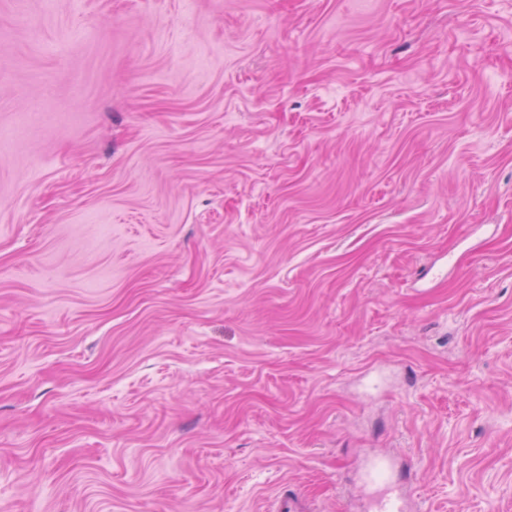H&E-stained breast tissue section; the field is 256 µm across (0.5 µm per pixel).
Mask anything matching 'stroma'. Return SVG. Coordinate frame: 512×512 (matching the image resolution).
I'll return each mask as SVG.
<instances>
[{
	"label": "stroma",
	"mask_w": 512,
	"mask_h": 512,
	"mask_svg": "<svg viewBox=\"0 0 512 512\" xmlns=\"http://www.w3.org/2000/svg\"><path fill=\"white\" fill-rule=\"evenodd\" d=\"M512 512V0H0V512ZM391 469L392 459L385 455H375L363 463L361 482L368 494V510L371 512L415 511L410 494L389 481Z\"/></svg>",
	"instance_id": "1"
}]
</instances>
